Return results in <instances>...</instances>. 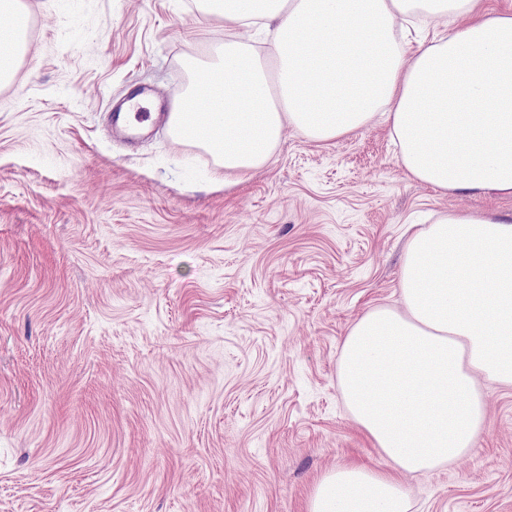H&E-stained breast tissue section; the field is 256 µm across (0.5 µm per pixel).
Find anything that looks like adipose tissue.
<instances>
[{
  "instance_id": "1",
  "label": "adipose tissue",
  "mask_w": 512,
  "mask_h": 512,
  "mask_svg": "<svg viewBox=\"0 0 512 512\" xmlns=\"http://www.w3.org/2000/svg\"><path fill=\"white\" fill-rule=\"evenodd\" d=\"M224 38L186 59L191 80L168 115L178 142L219 181L261 169L286 130L330 142L385 116L408 178L445 196L512 193V12L482 0H196ZM448 35L406 41L437 20ZM273 30L267 51L240 37ZM22 0H0V85L25 51ZM402 306L348 330L337 374L356 425L387 461L316 483L308 512H411L403 473L470 455L482 383L512 385V215L451 210L415 224Z\"/></svg>"
}]
</instances>
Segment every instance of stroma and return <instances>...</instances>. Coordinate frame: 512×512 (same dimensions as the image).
<instances>
[{
  "label": "stroma",
  "mask_w": 512,
  "mask_h": 512,
  "mask_svg": "<svg viewBox=\"0 0 512 512\" xmlns=\"http://www.w3.org/2000/svg\"><path fill=\"white\" fill-rule=\"evenodd\" d=\"M29 51L0 87V512H307L318 478L385 467L349 418L344 337L401 304L404 228L512 196L410 180L376 119L287 131L234 183L160 111L222 36L193 0H23ZM463 464L405 475L413 512H512V387L485 389Z\"/></svg>",
  "instance_id": "1"
}]
</instances>
